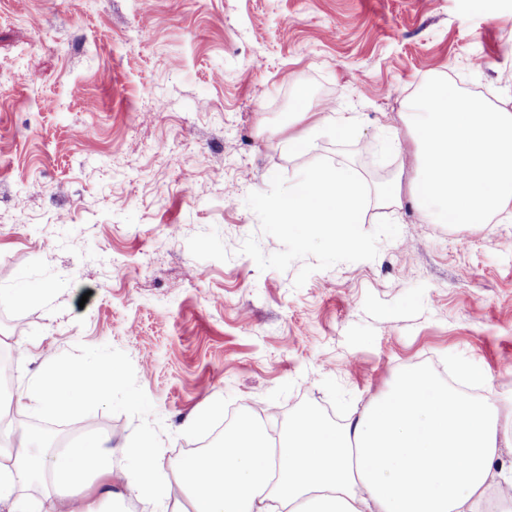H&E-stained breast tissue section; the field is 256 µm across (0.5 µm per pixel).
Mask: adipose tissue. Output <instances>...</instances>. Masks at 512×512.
Returning <instances> with one entry per match:
<instances>
[{
  "instance_id": "obj_1",
  "label": "adipose tissue",
  "mask_w": 512,
  "mask_h": 512,
  "mask_svg": "<svg viewBox=\"0 0 512 512\" xmlns=\"http://www.w3.org/2000/svg\"><path fill=\"white\" fill-rule=\"evenodd\" d=\"M122 382L121 371L89 353L71 366L44 365L20 400L62 417L109 400ZM8 438L19 452L0 464L9 512H100L116 486L165 512L177 485L190 492L188 512H478L490 488L500 512H512V475L491 479L501 449L512 447V416L422 370L401 375L339 428L302 416L277 443L243 420L219 450L182 460L173 483L160 479L162 450L149 435L129 447L132 464L121 470L108 439L72 442L49 458L27 427H10ZM24 480L44 485L47 499L18 495Z\"/></svg>"
}]
</instances>
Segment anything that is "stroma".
<instances>
[{"mask_svg":"<svg viewBox=\"0 0 512 512\" xmlns=\"http://www.w3.org/2000/svg\"><path fill=\"white\" fill-rule=\"evenodd\" d=\"M433 77L512 110V0H0V291H39L0 301V345L29 347L0 421L66 441L103 424L117 468L149 434L167 469L230 408L273 406L259 424L275 438L305 407L339 426L413 369L512 413V221L432 224L408 190L405 114ZM321 158L372 188L401 173L400 204L362 217L399 234L298 288V265L240 254L251 235L281 248L246 197ZM89 352L124 372L111 400L19 406L43 364ZM209 397V423L188 425Z\"/></svg>","mask_w":512,"mask_h":512,"instance_id":"35a3bbf8","label":"stroma"}]
</instances>
